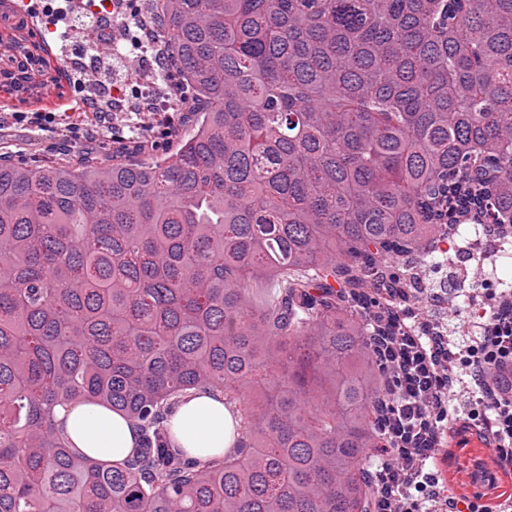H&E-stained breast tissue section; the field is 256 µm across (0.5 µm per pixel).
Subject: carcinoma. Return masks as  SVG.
I'll return each mask as SVG.
<instances>
[{"instance_id": "cac0c4a2", "label": "carcinoma", "mask_w": 512, "mask_h": 512, "mask_svg": "<svg viewBox=\"0 0 512 512\" xmlns=\"http://www.w3.org/2000/svg\"><path fill=\"white\" fill-rule=\"evenodd\" d=\"M147 2L197 131L0 163V512H372L369 338L414 333L402 298L461 225L512 230V0ZM193 389L241 406L222 460L169 446ZM82 399L139 425L135 456L66 450Z\"/></svg>"}]
</instances>
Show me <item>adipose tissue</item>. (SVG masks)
<instances>
[{"label": "adipose tissue", "instance_id": "obj_1", "mask_svg": "<svg viewBox=\"0 0 512 512\" xmlns=\"http://www.w3.org/2000/svg\"><path fill=\"white\" fill-rule=\"evenodd\" d=\"M232 411L219 393L191 390L169 417L172 448L197 460L223 457L232 448ZM56 426L70 450L99 463L122 464L140 445V432L126 414L107 404L69 403L55 409Z\"/></svg>", "mask_w": 512, "mask_h": 512}]
</instances>
